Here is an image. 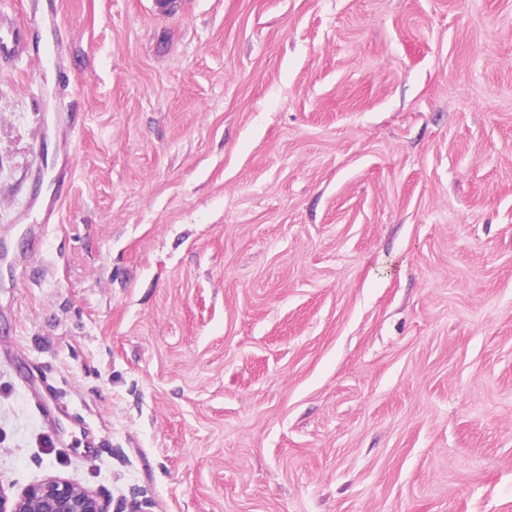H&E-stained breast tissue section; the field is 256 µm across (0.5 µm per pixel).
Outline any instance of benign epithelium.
I'll use <instances>...</instances> for the list:
<instances>
[{"label": "benign epithelium", "mask_w": 512, "mask_h": 512, "mask_svg": "<svg viewBox=\"0 0 512 512\" xmlns=\"http://www.w3.org/2000/svg\"><path fill=\"white\" fill-rule=\"evenodd\" d=\"M0 512H110V502L77 481L49 476L11 497L0 489Z\"/></svg>", "instance_id": "benign-epithelium-1"}]
</instances>
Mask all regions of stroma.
I'll return each instance as SVG.
<instances>
[{
  "mask_svg": "<svg viewBox=\"0 0 512 512\" xmlns=\"http://www.w3.org/2000/svg\"><path fill=\"white\" fill-rule=\"evenodd\" d=\"M35 14L51 63L0 60V488L512 512V0H0Z\"/></svg>",
  "mask_w": 512,
  "mask_h": 512,
  "instance_id": "stroma-1",
  "label": "stroma"
}]
</instances>
